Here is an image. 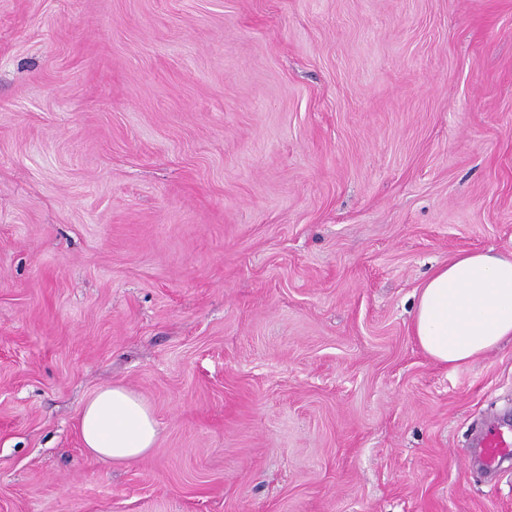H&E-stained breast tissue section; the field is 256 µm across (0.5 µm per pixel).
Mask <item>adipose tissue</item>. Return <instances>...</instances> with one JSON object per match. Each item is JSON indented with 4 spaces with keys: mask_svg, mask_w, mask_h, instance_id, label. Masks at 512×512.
Instances as JSON below:
<instances>
[{
    "mask_svg": "<svg viewBox=\"0 0 512 512\" xmlns=\"http://www.w3.org/2000/svg\"><path fill=\"white\" fill-rule=\"evenodd\" d=\"M412 334L433 361L461 365L512 341V256L463 251L422 283ZM80 433L90 456L116 465L154 448L158 422L133 390L106 386L80 411Z\"/></svg>",
    "mask_w": 512,
    "mask_h": 512,
    "instance_id": "obj_1",
    "label": "adipose tissue"
}]
</instances>
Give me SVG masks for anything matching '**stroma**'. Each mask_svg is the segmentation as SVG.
<instances>
[{
    "label": "stroma",
    "mask_w": 512,
    "mask_h": 512,
    "mask_svg": "<svg viewBox=\"0 0 512 512\" xmlns=\"http://www.w3.org/2000/svg\"><path fill=\"white\" fill-rule=\"evenodd\" d=\"M512 252V0H0V512H512V343L415 294ZM122 385L160 433L82 450ZM412 334L433 361L461 365L512 341V255L463 251L422 283ZM80 433L87 454L123 465L154 448L158 422L136 392L124 386H106L83 405ZM512 434L508 436L502 432L493 418L488 419L484 437L481 443V451L488 463H493L502 456L510 455L512 452Z\"/></svg>",
    "instance_id": "35a3bbf8"
}]
</instances>
